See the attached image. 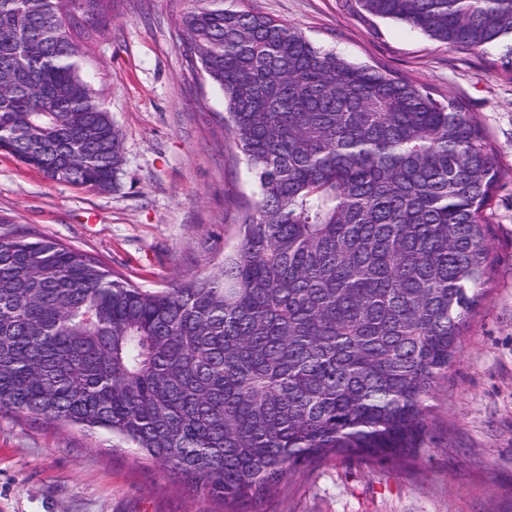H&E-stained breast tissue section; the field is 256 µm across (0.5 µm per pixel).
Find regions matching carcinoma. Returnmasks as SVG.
<instances>
[{
  "instance_id": "carcinoma-1",
  "label": "carcinoma",
  "mask_w": 512,
  "mask_h": 512,
  "mask_svg": "<svg viewBox=\"0 0 512 512\" xmlns=\"http://www.w3.org/2000/svg\"><path fill=\"white\" fill-rule=\"evenodd\" d=\"M441 45L512 38V0H345ZM112 0H0V149L110 191L122 138L80 75ZM179 48L224 95L257 182L215 271L146 290L48 237L0 233V412L104 429L224 512L304 463H400L489 287L512 168L463 104L207 0Z\"/></svg>"
}]
</instances>
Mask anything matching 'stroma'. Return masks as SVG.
Returning <instances> with one entry per match:
<instances>
[{
    "mask_svg": "<svg viewBox=\"0 0 512 512\" xmlns=\"http://www.w3.org/2000/svg\"><path fill=\"white\" fill-rule=\"evenodd\" d=\"M319 49L382 66L459 100L512 167V75L505 49L450 48L342 0H249ZM196 0H112L85 43L82 77L122 133L117 186L57 183L0 150V216L107 262L136 286L204 276L236 245L238 207L257 191L224 139V97L194 74L176 23ZM496 268L447 374L426 399L430 431L415 459L302 466L241 512H512V184L491 217ZM0 512H217L170 467L117 448L111 434L0 413Z\"/></svg>",
    "mask_w": 512,
    "mask_h": 512,
    "instance_id": "obj_1",
    "label": "stroma"
}]
</instances>
